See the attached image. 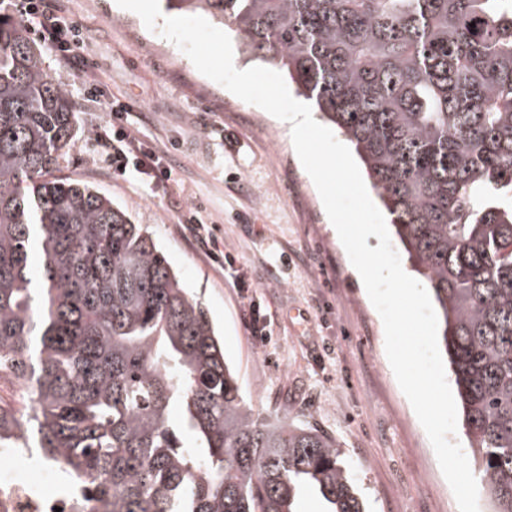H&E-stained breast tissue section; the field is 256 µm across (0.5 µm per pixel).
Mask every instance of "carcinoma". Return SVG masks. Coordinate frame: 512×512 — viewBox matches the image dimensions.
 Segmentation results:
<instances>
[{"label": "carcinoma", "mask_w": 512, "mask_h": 512, "mask_svg": "<svg viewBox=\"0 0 512 512\" xmlns=\"http://www.w3.org/2000/svg\"><path fill=\"white\" fill-rule=\"evenodd\" d=\"M231 25L352 144L426 279L468 453L512 512V0H166ZM77 109L0 18V448H36L71 512H366L336 438L245 404L152 237L53 175ZM180 419L171 418L172 406ZM190 437L195 447L184 446ZM25 401L24 390L15 380L7 375L0 376V405H10L21 410L25 406Z\"/></svg>", "instance_id": "carcinoma-1"}]
</instances>
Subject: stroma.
Wrapping results in <instances>:
<instances>
[{
	"mask_svg": "<svg viewBox=\"0 0 512 512\" xmlns=\"http://www.w3.org/2000/svg\"><path fill=\"white\" fill-rule=\"evenodd\" d=\"M94 48L104 92L143 108L134 132L179 145L175 181L149 188L113 176L89 136L105 113L79 108L58 173L110 196L149 232L224 339L255 415L316 426L336 438L368 512H459L428 436L385 352L382 319L331 231L286 124L201 74L115 0H66ZM196 207L215 265L178 222ZM264 316L252 335L250 310Z\"/></svg>",
	"mask_w": 512,
	"mask_h": 512,
	"instance_id": "stroma-1",
	"label": "stroma"
}]
</instances>
